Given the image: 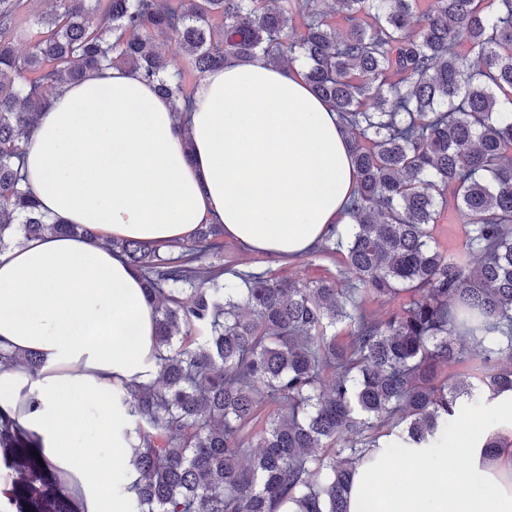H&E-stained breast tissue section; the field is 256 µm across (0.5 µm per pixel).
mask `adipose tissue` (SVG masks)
Returning a JSON list of instances; mask_svg holds the SVG:
<instances>
[{
	"instance_id": "ef3b65f1",
	"label": "adipose tissue",
	"mask_w": 512,
	"mask_h": 512,
	"mask_svg": "<svg viewBox=\"0 0 512 512\" xmlns=\"http://www.w3.org/2000/svg\"><path fill=\"white\" fill-rule=\"evenodd\" d=\"M264 53L210 70L186 135L171 102L136 72L86 74L51 98L25 145V174L51 220L97 229L47 235L0 255V347L40 352L45 374L0 371V414L53 467L76 474L85 512H119L108 470L122 464L121 381L156 368L155 308L137 274L104 238L172 243L216 218L247 251L289 260L333 225L357 173L335 111L301 75ZM486 430L463 436L472 463L440 462L424 483L375 453L359 466L349 512H512V467L482 459Z\"/></svg>"
}]
</instances>
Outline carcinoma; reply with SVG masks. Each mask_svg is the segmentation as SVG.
I'll return each instance as SVG.
<instances>
[{
    "mask_svg": "<svg viewBox=\"0 0 512 512\" xmlns=\"http://www.w3.org/2000/svg\"><path fill=\"white\" fill-rule=\"evenodd\" d=\"M25 9L0 0V253L47 233L97 236L38 211L23 145L57 90L112 66L153 83L182 119L194 91L160 40L201 75L260 51L302 62L352 141L350 224L311 250L343 252L346 288L270 272L221 282L215 222L173 246L108 241L157 311L154 377L114 394L132 418L128 481L115 486L128 512H348L371 451L446 448L462 401L512 390V0H53L20 53ZM295 16L304 30L285 46ZM450 205L467 225L462 254L433 236ZM361 291L408 301L378 320ZM467 361L482 368L475 383L451 372ZM0 364L37 377L44 358L0 348ZM25 447L0 416L19 489L44 471ZM484 447L512 459L498 432Z\"/></svg>",
    "mask_w": 512,
    "mask_h": 512,
    "instance_id": "obj_1",
    "label": "carcinoma"
}]
</instances>
